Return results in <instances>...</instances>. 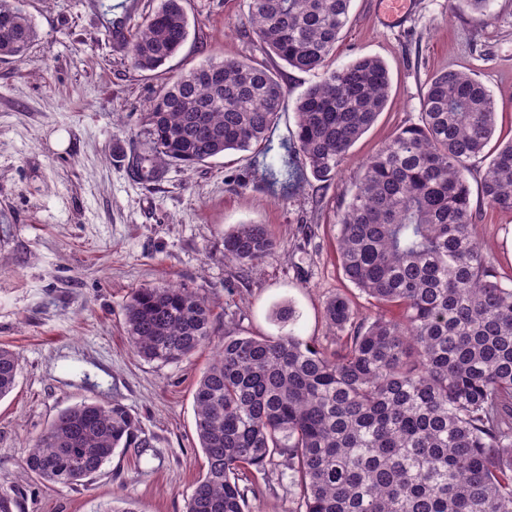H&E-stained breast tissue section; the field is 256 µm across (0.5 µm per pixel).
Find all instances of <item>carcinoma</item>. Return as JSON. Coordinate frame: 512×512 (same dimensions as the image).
<instances>
[{"label":"carcinoma","instance_id":"carcinoma-1","mask_svg":"<svg viewBox=\"0 0 512 512\" xmlns=\"http://www.w3.org/2000/svg\"><path fill=\"white\" fill-rule=\"evenodd\" d=\"M351 0H249L245 24L288 67L314 73L295 105L287 153L323 183L384 110L390 70L377 57L329 65ZM189 36L182 0H160L135 32L130 60L156 71ZM36 38L16 8L0 17V56L24 57ZM286 89L259 63L226 59L192 68L150 102L148 140L132 172L193 168L269 138ZM497 120L477 78L446 71L430 82L418 122L362 164L338 220L345 278L363 313L337 294L324 317L335 347L290 331L226 335L193 395L205 472L186 512H246V474L281 458L293 512H512V278L499 275L472 232L467 173L484 164L488 207L512 212V141L487 147ZM285 187L298 168L269 173ZM277 247L264 224L224 236V258L258 267ZM133 354L167 365L214 336L213 310L191 288H136L124 305ZM19 354L0 347V399L16 385ZM119 403L82 401L60 411L23 467L77 487L117 448H146Z\"/></svg>","mask_w":512,"mask_h":512}]
</instances>
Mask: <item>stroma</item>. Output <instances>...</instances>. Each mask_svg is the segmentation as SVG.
I'll use <instances>...</instances> for the list:
<instances>
[{
	"mask_svg": "<svg viewBox=\"0 0 512 512\" xmlns=\"http://www.w3.org/2000/svg\"><path fill=\"white\" fill-rule=\"evenodd\" d=\"M116 2L17 0L37 38L26 58L0 57V346L21 359L14 390L0 399V490L17 494L19 512H185L204 471L193 393L213 350L168 365L134 357L123 317L132 289L197 290L219 337L279 335L275 313L289 305L296 335L330 344L325 301L345 293L367 306L339 267L334 224L363 161L416 122L434 75L478 76L496 101V140H512V0H492L484 17L462 0H412L394 24L380 0H352L331 64L380 58L392 89L334 182L308 174L289 191L269 186L259 148L136 177L125 154L145 144L143 114L180 73L232 58L275 69L287 90L276 146L291 139L296 100L315 77L265 54L241 24L247 0H184L185 45L164 71L137 70L129 42L158 0ZM467 178L474 231L512 276V213L487 207L478 169ZM241 224L268 225L277 241L260 268L224 259V236ZM83 400L123 404L149 445L116 450L83 486L47 484L21 465V452ZM255 480L248 512H288L280 466Z\"/></svg>",
	"mask_w": 512,
	"mask_h": 512,
	"instance_id": "stroma-1",
	"label": "stroma"
}]
</instances>
